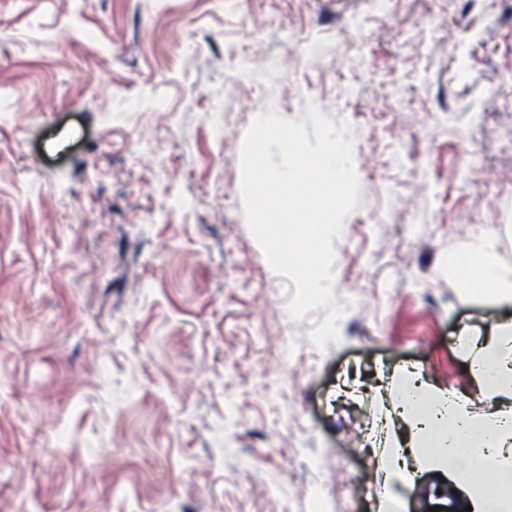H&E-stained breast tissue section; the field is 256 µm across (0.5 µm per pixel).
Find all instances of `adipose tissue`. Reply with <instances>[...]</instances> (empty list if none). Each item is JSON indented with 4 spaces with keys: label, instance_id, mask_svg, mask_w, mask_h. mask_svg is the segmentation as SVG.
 <instances>
[{
    "label": "adipose tissue",
    "instance_id": "1",
    "mask_svg": "<svg viewBox=\"0 0 512 512\" xmlns=\"http://www.w3.org/2000/svg\"><path fill=\"white\" fill-rule=\"evenodd\" d=\"M452 263L461 279L482 288L498 291L508 282L481 252L458 254ZM476 351L473 375L489 411H476L460 395H439L407 373L398 416L409 438L389 434L392 453L382 472L393 488L427 464L463 493L472 512H512V324L495 327Z\"/></svg>",
    "mask_w": 512,
    "mask_h": 512
}]
</instances>
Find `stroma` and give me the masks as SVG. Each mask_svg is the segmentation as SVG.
<instances>
[{
  "label": "stroma",
  "mask_w": 512,
  "mask_h": 512,
  "mask_svg": "<svg viewBox=\"0 0 512 512\" xmlns=\"http://www.w3.org/2000/svg\"><path fill=\"white\" fill-rule=\"evenodd\" d=\"M311 103L360 184L322 348L241 196ZM487 240L511 271L512 0H0V512H380L403 369L476 396L460 335L512 322L451 264Z\"/></svg>",
  "instance_id": "1"
}]
</instances>
